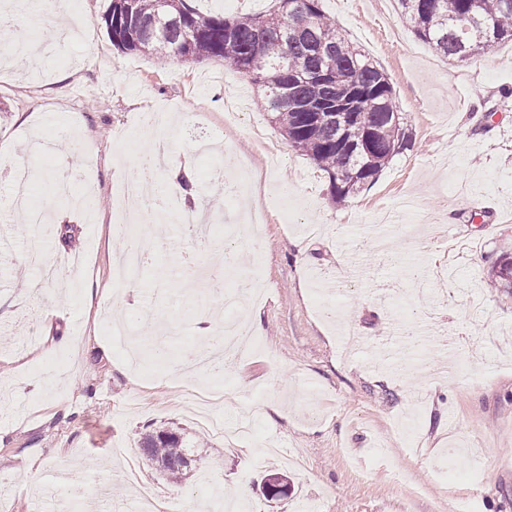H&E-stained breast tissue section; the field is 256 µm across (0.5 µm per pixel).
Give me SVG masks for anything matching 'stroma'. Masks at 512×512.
I'll return each instance as SVG.
<instances>
[{"instance_id":"obj_1","label":"stroma","mask_w":512,"mask_h":512,"mask_svg":"<svg viewBox=\"0 0 512 512\" xmlns=\"http://www.w3.org/2000/svg\"><path fill=\"white\" fill-rule=\"evenodd\" d=\"M109 4H70L90 24L96 58L71 43L37 76L0 41V157L42 177L31 202L50 213L46 258L85 259L66 283L43 279L25 258L28 224L0 214V512H34L59 482L79 487L90 512H109L104 486L123 500L153 495L159 512L183 495L201 512L205 479L230 493L247 487L245 512H437L457 498L475 500L477 512H512V295L489 277L512 253V42L449 61L400 20L397 0H322L385 72L412 137L372 186L341 201L289 147L244 74L217 60L163 66L114 47ZM230 94L241 118L228 132ZM155 105L174 107L176 123L158 179L186 167L208 182L220 167L237 190L204 199L220 219L209 236L156 229L140 288L125 293L113 192L143 147L135 119ZM65 163L75 192L94 187L95 227L51 199L44 178ZM298 238L309 245L305 266ZM228 249L236 260L223 269L224 291L245 276L265 285L261 301L238 310L262 327L251 352L195 376L176 358L133 372L103 306L132 324L140 349L154 346L161 321L168 347H191L198 317L223 302L188 300L181 258L208 267ZM342 264L359 271L337 279ZM75 334L78 345L59 347ZM186 386L223 387L229 419L238 404L259 405L252 438L228 446L202 429L178 408ZM158 426L196 447L181 484L142 451ZM272 470L287 476V498L264 496Z\"/></svg>"}]
</instances>
